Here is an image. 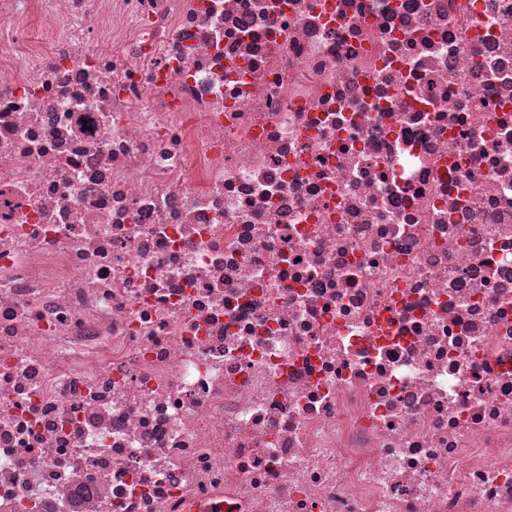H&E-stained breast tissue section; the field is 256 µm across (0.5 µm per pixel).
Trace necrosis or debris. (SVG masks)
I'll return each instance as SVG.
<instances>
[{"instance_id":"necrosis-or-debris-1","label":"necrosis or debris","mask_w":512,"mask_h":512,"mask_svg":"<svg viewBox=\"0 0 512 512\" xmlns=\"http://www.w3.org/2000/svg\"><path fill=\"white\" fill-rule=\"evenodd\" d=\"M0 512H512V0H0Z\"/></svg>"}]
</instances>
